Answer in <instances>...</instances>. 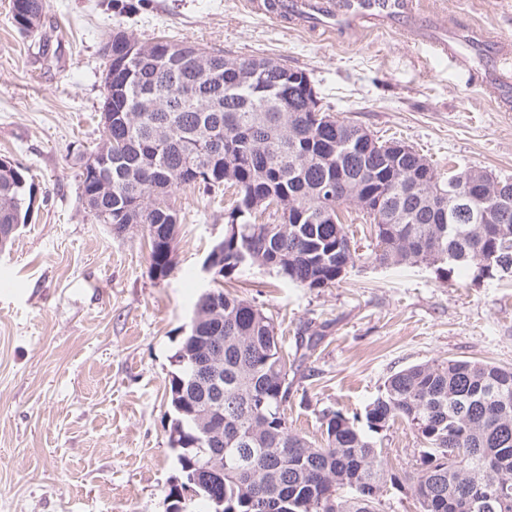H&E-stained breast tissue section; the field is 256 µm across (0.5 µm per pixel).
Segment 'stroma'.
<instances>
[{
	"label": "stroma",
	"mask_w": 512,
	"mask_h": 512,
	"mask_svg": "<svg viewBox=\"0 0 512 512\" xmlns=\"http://www.w3.org/2000/svg\"><path fill=\"white\" fill-rule=\"evenodd\" d=\"M445 21L512 41V0H434ZM0 0V159L34 182L29 221L0 249V512H166L182 474L168 444L172 357L202 289L218 285L269 316L286 348L317 344L293 378L292 429L323 445V410L364 413L392 374L451 358L512 367V273L442 275L418 264L356 263L331 288L260 266L202 270L227 231L232 194L177 192L175 269L150 270L146 229L114 234L80 199L79 157L103 135L102 47L114 27L308 73L338 118L396 137L440 173L512 178V110L465 71L397 31L330 38L247 13L241 0H49L46 52ZM396 473L423 445L398 422L375 435Z\"/></svg>",
	"instance_id": "1"
}]
</instances>
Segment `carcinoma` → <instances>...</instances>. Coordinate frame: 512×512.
<instances>
[{
	"mask_svg": "<svg viewBox=\"0 0 512 512\" xmlns=\"http://www.w3.org/2000/svg\"><path fill=\"white\" fill-rule=\"evenodd\" d=\"M35 17L27 35L42 31L48 0H25ZM158 38L141 42L121 28L107 39L103 104L112 125L81 157L80 197H93L90 213L115 234L131 224L148 229L150 268L163 279L173 271L176 235L161 232L178 223L171 197L186 187L210 193L234 189L224 214L229 228L224 252L215 262L225 278L243 266H264L306 288H329L364 260L379 266L425 263L451 274L476 269L492 276L512 266V211L505 224H473L469 214L491 208L483 199L458 209L447 190L468 184V171L445 178L418 151L391 158L387 141L366 150L352 138L356 123L331 112H313L304 88L305 72L264 58L206 53L204 63L186 68ZM221 68L212 83L208 64ZM153 93L142 107L143 90ZM106 151L112 163L86 175L91 156ZM338 186L337 198L322 186ZM34 186L25 172L0 167V248L28 221ZM368 198L382 201L386 221L374 225V244L362 255L351 245L340 208ZM295 220L282 221L280 212ZM267 215L257 222V216ZM212 336L224 339V470L218 483L204 479L198 489L209 503L224 500V512H383L388 486L399 484L365 432L358 416L325 409V445L316 448L288 426L283 401L289 372L302 358H290L270 317L250 301L215 288L199 295L188 333L173 355L168 386L170 447L196 464L207 462L199 440L206 399L193 380L191 360ZM406 423L424 448L416 475L408 478L420 512H454L451 505L473 493L468 512H484L482 501L506 492L512 512V369L450 358L405 368L384 383L365 410L368 431L379 433ZM265 484L252 503L243 468Z\"/></svg>",
	"mask_w": 512,
	"mask_h": 512,
	"instance_id": "1",
	"label": "carcinoma"
}]
</instances>
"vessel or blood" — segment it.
<instances>
[{"label":"vessel or blood","instance_id":"obj_1","mask_svg":"<svg viewBox=\"0 0 512 512\" xmlns=\"http://www.w3.org/2000/svg\"><path fill=\"white\" fill-rule=\"evenodd\" d=\"M244 6L251 14L326 35L400 30L411 39L429 41L436 54L471 73L500 106L512 105V47L477 29L471 32L472 43L480 48L476 57L461 51L455 36L428 38L434 18L425 13L422 0H279L273 11L266 0H244Z\"/></svg>","mask_w":512,"mask_h":512}]
</instances>
